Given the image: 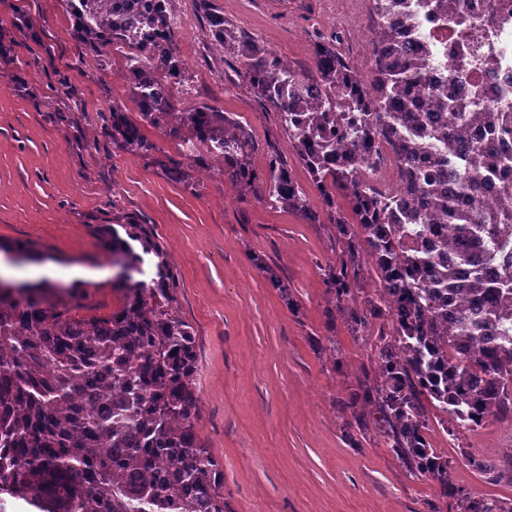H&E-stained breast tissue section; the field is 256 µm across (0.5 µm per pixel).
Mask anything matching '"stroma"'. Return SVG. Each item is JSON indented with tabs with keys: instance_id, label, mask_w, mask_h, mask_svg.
I'll return each mask as SVG.
<instances>
[{
	"instance_id": "35a3bbf8",
	"label": "stroma",
	"mask_w": 512,
	"mask_h": 512,
	"mask_svg": "<svg viewBox=\"0 0 512 512\" xmlns=\"http://www.w3.org/2000/svg\"><path fill=\"white\" fill-rule=\"evenodd\" d=\"M250 37L294 65L314 67L335 43L361 74L371 67L369 0H215ZM63 0H0V241L34 245L20 265L0 258V278L79 286L80 313L119 303L106 224H141L178 279L175 305L192 326L198 366L197 432L224 468L225 512H457V493L512 498L469 456L512 463V424L489 421L430 441L450 461L451 496L410 478L375 429L345 436L343 404L375 382L373 338L354 339L335 311L325 269L341 254L333 225L311 224L269 198L242 192L212 162L146 128L154 150L118 148L109 108L129 101L121 53L79 59ZM184 106L207 103L250 128L253 164L287 151L273 109L242 81L232 53L212 50L205 22L180 31ZM178 165L187 178L169 179ZM283 281L270 282L269 273Z\"/></svg>"
}]
</instances>
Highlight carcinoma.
I'll return each mask as SVG.
<instances>
[{"label": "carcinoma", "mask_w": 512, "mask_h": 512, "mask_svg": "<svg viewBox=\"0 0 512 512\" xmlns=\"http://www.w3.org/2000/svg\"><path fill=\"white\" fill-rule=\"evenodd\" d=\"M178 2L66 0L81 54L116 50L126 60L138 118L112 106V142L147 152L145 126L173 139L190 129L194 159L217 158L228 180L257 196L266 187L308 223L335 226L344 254L326 270L327 291L355 337L380 321L378 379L362 385L359 402L409 475L448 493L450 462L428 440V407L452 437L491 417L512 421V148L484 142L512 140V111L476 91L433 90L429 51L401 44L408 0H370L368 78L332 43L317 45L313 71H298L225 21L214 0H194L211 48L232 52L248 88L278 113L319 193L314 206L280 151L261 174L246 126L206 103H180ZM423 5L444 23H470L467 0ZM378 142L397 159L391 188L368 184ZM485 185L497 189L491 206L474 201ZM122 228L125 239L101 232L112 262L143 274L139 242L156 277H126L107 316L79 315L76 295L55 296L48 284L0 288V496L36 512H224V469L198 437L195 336L174 306L175 277L142 225ZM366 263L375 298L365 294ZM470 463L512 484V468ZM458 512H512V499L462 495Z\"/></svg>", "instance_id": "carcinoma-1"}]
</instances>
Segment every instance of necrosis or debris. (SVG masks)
Instances as JSON below:
<instances>
[{"label": "necrosis or debris", "mask_w": 512, "mask_h": 512, "mask_svg": "<svg viewBox=\"0 0 512 512\" xmlns=\"http://www.w3.org/2000/svg\"><path fill=\"white\" fill-rule=\"evenodd\" d=\"M496 15H489L487 0H469L473 23L466 31L442 25L422 6H414V25L403 33L408 42L428 48L435 59L432 73L434 88L442 94L462 91L460 82L451 80V72L475 77L487 99L512 102V0H498ZM492 67H484L486 58Z\"/></svg>", "instance_id": "4bbe7bcc"}]
</instances>
